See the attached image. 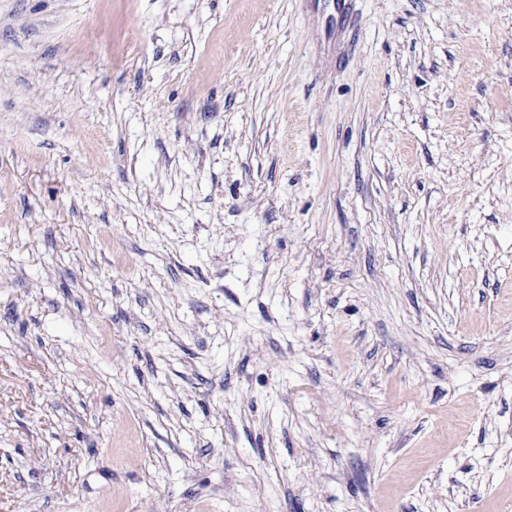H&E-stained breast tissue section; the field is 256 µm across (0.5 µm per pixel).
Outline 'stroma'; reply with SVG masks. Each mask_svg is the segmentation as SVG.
<instances>
[{
	"label": "stroma",
	"instance_id": "stroma-1",
	"mask_svg": "<svg viewBox=\"0 0 512 512\" xmlns=\"http://www.w3.org/2000/svg\"><path fill=\"white\" fill-rule=\"evenodd\" d=\"M512 0H0V512H512Z\"/></svg>",
	"mask_w": 512,
	"mask_h": 512
}]
</instances>
